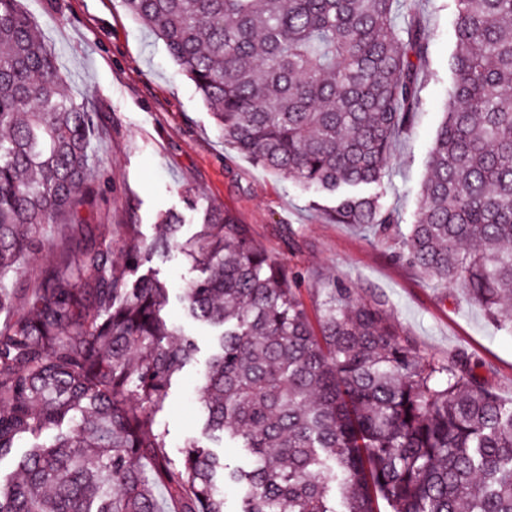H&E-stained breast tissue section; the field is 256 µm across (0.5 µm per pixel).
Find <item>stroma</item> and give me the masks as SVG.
Here are the masks:
<instances>
[{"label":"stroma","instance_id":"35a3bbf8","mask_svg":"<svg viewBox=\"0 0 512 512\" xmlns=\"http://www.w3.org/2000/svg\"><path fill=\"white\" fill-rule=\"evenodd\" d=\"M20 7L58 56L69 92L98 116L92 141L98 163L88 172L93 193L81 211L94 235L118 252L127 225L134 224L147 245L160 213L173 210L184 217L178 233L184 241L199 231L206 207L232 209L250 225L255 241L298 276L311 321H318L331 281L350 282L360 297L385 302L391 324L420 355L444 361L458 351L472 354L486 386L512 402V330L491 323L459 289L395 260L387 244L333 223L328 212L334 196L303 191L226 145L193 82L121 0H20ZM412 16L428 34L419 102L412 127L392 145L381 187L383 205L407 224L453 90L456 4L416 0ZM64 230L60 223L45 226L44 247L6 288L20 294L34 287L55 262L52 243ZM139 272L166 284L164 316L197 347L174 378L161 414L168 452L177 459L200 434V377L214 336L186 315L183 290L199 272L178 251L166 257L144 252Z\"/></svg>","mask_w":512,"mask_h":512}]
</instances>
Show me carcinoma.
Returning <instances> with one entry per match:
<instances>
[{
  "label": "carcinoma",
  "instance_id": "cac0c4a2",
  "mask_svg": "<svg viewBox=\"0 0 512 512\" xmlns=\"http://www.w3.org/2000/svg\"><path fill=\"white\" fill-rule=\"evenodd\" d=\"M453 103L410 224L365 188L413 120L427 33L413 0H122L161 39L224 141L459 286L512 330V0H456ZM57 57L18 0H0V459L51 432L0 484V512H512V402L465 352L421 357L383 305L329 285L313 326L288 270L228 209H205L179 244L161 215L149 250L180 247L202 276L193 320L220 328L207 361L202 435L250 457L231 466L196 440L174 460L158 419L196 348L168 324L166 285L136 275L138 225L112 242L56 245L22 297L5 281L44 246L39 227L90 196L96 115L61 93ZM87 270L96 272L90 280ZM149 463L150 473L142 464Z\"/></svg>",
  "mask_w": 512,
  "mask_h": 512
}]
</instances>
